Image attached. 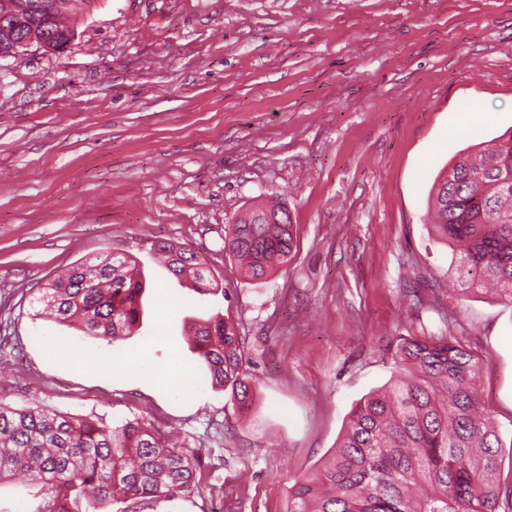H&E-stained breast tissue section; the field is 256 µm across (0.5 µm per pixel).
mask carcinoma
I'll list each match as a JSON object with an SVG mask.
<instances>
[{
  "label": "carcinoma",
  "mask_w": 512,
  "mask_h": 512,
  "mask_svg": "<svg viewBox=\"0 0 512 512\" xmlns=\"http://www.w3.org/2000/svg\"><path fill=\"white\" fill-rule=\"evenodd\" d=\"M0 4V43L30 33L56 51L74 37V0H10ZM435 232L453 253L458 295L491 284L512 302V134L459 154L436 183ZM295 238L288 210L253 205L224 229V253L243 281L269 277L288 263ZM168 270L193 274L201 294L213 290L196 253L154 244ZM133 260L106 254L75 266L37 289L36 301L59 324L79 325L110 342L140 329L145 284ZM185 334L213 386L230 390L241 411L253 389L243 374V338L221 315L185 321ZM396 374L352 408L331 455L292 486L291 512H499L504 443L481 405L483 363L455 336H400ZM196 453L141 421L117 426L39 405L0 403V481L28 476L55 500L57 512H105L112 502L143 512L198 485Z\"/></svg>",
  "instance_id": "1"
}]
</instances>
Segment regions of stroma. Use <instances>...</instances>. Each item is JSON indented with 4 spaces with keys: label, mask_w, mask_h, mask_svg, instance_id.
Returning <instances> with one entry per match:
<instances>
[{
    "label": "stroma",
    "mask_w": 512,
    "mask_h": 512,
    "mask_svg": "<svg viewBox=\"0 0 512 512\" xmlns=\"http://www.w3.org/2000/svg\"><path fill=\"white\" fill-rule=\"evenodd\" d=\"M74 30L65 50L0 59V402L181 429L199 484L157 512H290L295 480L390 381L398 337L448 332L484 360L482 403L512 436V303L459 298L428 219L448 164L512 133V0H93ZM257 202L288 209L296 244L244 283L224 228ZM159 240L222 293L175 278ZM105 252L143 274L137 333L39 317L37 288ZM219 312L255 381L245 415L184 336ZM174 356L194 380L178 394L158 377ZM0 512L55 503L11 478ZM154 251L164 257L168 270L177 278H182L187 271L192 273L193 287L201 294L214 290L208 272L202 268L204 262L196 260V253L185 247L176 246L166 241H158L153 246Z\"/></svg>",
    "instance_id": "1"
}]
</instances>
